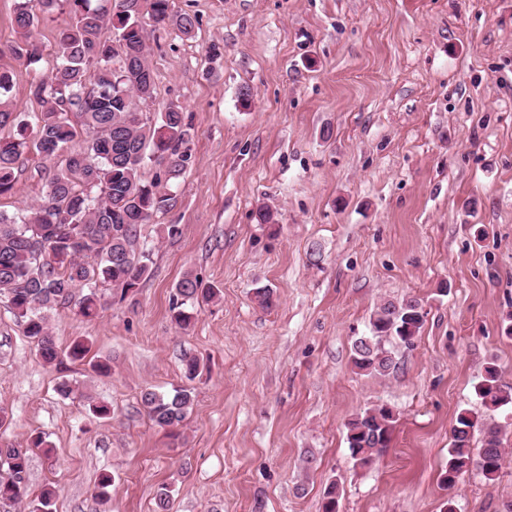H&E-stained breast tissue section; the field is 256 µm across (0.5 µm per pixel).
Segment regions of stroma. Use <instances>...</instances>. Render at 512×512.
Returning <instances> with one entry per match:
<instances>
[{
    "label": "stroma",
    "mask_w": 512,
    "mask_h": 512,
    "mask_svg": "<svg viewBox=\"0 0 512 512\" xmlns=\"http://www.w3.org/2000/svg\"><path fill=\"white\" fill-rule=\"evenodd\" d=\"M192 35L148 31L155 94L148 112L180 105L191 158L171 211L143 225L152 276L94 319L50 312L60 348L88 338V361L44 365L0 307V446L42 434L32 491H58L57 512H321L330 481L340 512H497L512 501V432L498 480L442 476L459 411L512 425V406L487 411L474 386L487 362L512 385V0H173ZM55 10L33 31L39 63L11 52L15 0H0V70L16 111L55 63ZM38 157L20 161L14 213L39 199ZM276 213L257 223L259 208ZM176 224L167 239L160 225ZM192 274L219 299L182 329L175 286ZM272 288L274 303L253 298ZM417 299L426 317L397 369L358 374L354 339L385 300ZM200 363L187 380L184 356ZM81 396L62 397V380ZM191 388L180 440L146 417L143 391ZM111 406L89 414L83 394ZM386 405L398 417L388 448L353 467L347 421ZM112 499L95 496L101 473Z\"/></svg>",
    "instance_id": "stroma-1"
}]
</instances>
